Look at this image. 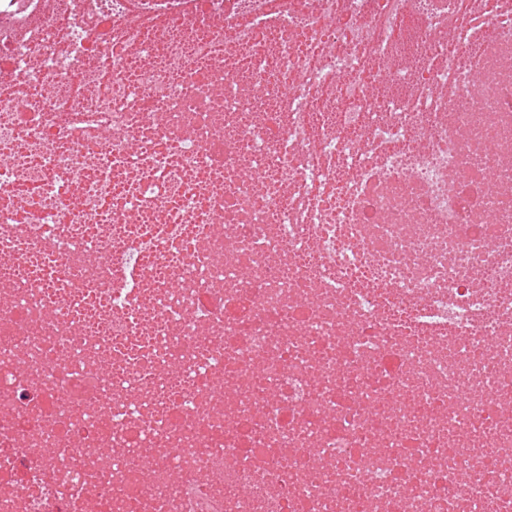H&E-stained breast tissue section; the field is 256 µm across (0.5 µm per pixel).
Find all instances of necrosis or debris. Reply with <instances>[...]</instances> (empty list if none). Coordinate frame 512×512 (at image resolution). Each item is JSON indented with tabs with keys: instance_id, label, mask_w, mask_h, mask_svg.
<instances>
[{
	"instance_id": "obj_1",
	"label": "necrosis or debris",
	"mask_w": 512,
	"mask_h": 512,
	"mask_svg": "<svg viewBox=\"0 0 512 512\" xmlns=\"http://www.w3.org/2000/svg\"><path fill=\"white\" fill-rule=\"evenodd\" d=\"M0 512H512V0H0Z\"/></svg>"
}]
</instances>
